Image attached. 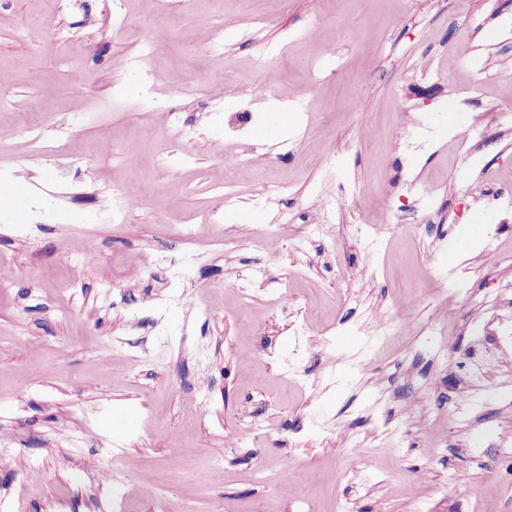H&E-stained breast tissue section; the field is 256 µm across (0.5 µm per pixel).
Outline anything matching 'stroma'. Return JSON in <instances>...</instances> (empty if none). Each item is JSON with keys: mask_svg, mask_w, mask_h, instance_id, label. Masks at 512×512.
Returning <instances> with one entry per match:
<instances>
[{"mask_svg": "<svg viewBox=\"0 0 512 512\" xmlns=\"http://www.w3.org/2000/svg\"><path fill=\"white\" fill-rule=\"evenodd\" d=\"M112 2L0 0V512H512V0Z\"/></svg>", "mask_w": 512, "mask_h": 512, "instance_id": "35a3bbf8", "label": "stroma"}]
</instances>
